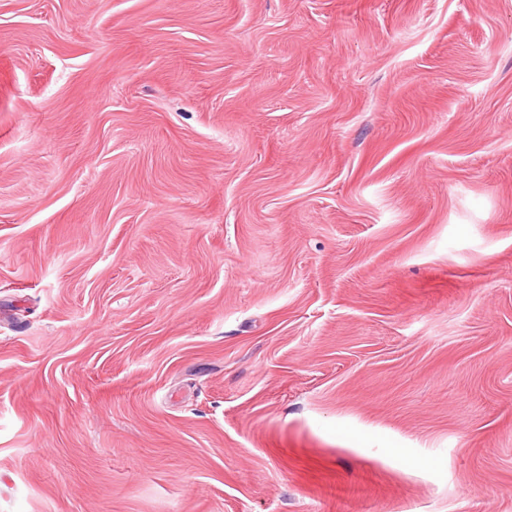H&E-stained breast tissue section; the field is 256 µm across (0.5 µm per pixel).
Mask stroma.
<instances>
[{
	"label": "stroma",
	"mask_w": 512,
	"mask_h": 512,
	"mask_svg": "<svg viewBox=\"0 0 512 512\" xmlns=\"http://www.w3.org/2000/svg\"><path fill=\"white\" fill-rule=\"evenodd\" d=\"M0 512H512V0H0Z\"/></svg>",
	"instance_id": "35a3bbf8"
}]
</instances>
